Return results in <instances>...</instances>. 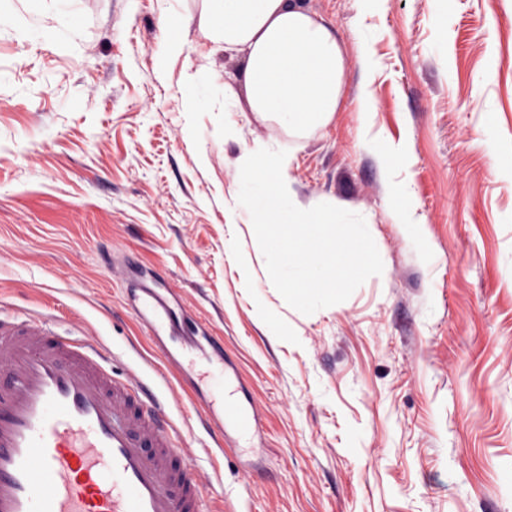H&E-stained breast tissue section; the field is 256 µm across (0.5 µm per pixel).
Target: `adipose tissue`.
Returning <instances> with one entry per match:
<instances>
[{"instance_id": "ef3b65f1", "label": "adipose tissue", "mask_w": 512, "mask_h": 512, "mask_svg": "<svg viewBox=\"0 0 512 512\" xmlns=\"http://www.w3.org/2000/svg\"><path fill=\"white\" fill-rule=\"evenodd\" d=\"M206 22L217 50L243 61V93L198 73L188 89L190 111L216 98L233 110L262 118L273 115L287 127L286 140L241 151L235 161L232 218L262 224L281 257V285L295 290L306 305H316L326 287H351L376 268L368 218L360 211L334 207L319 211L303 206L292 187L290 170L304 133L330 121L336 111L346 68L343 51L330 30L298 0H205ZM42 0H31L25 11L0 8V34L20 33L30 42L58 37V30L40 20ZM297 227L294 241H284L280 229ZM326 224H350L355 236L341 245L342 256L324 273L296 262L300 253H327L333 245L322 230Z\"/></svg>"}]
</instances>
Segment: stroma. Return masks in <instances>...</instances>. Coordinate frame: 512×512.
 I'll return each instance as SVG.
<instances>
[{
    "label": "stroma",
    "mask_w": 512,
    "mask_h": 512,
    "mask_svg": "<svg viewBox=\"0 0 512 512\" xmlns=\"http://www.w3.org/2000/svg\"><path fill=\"white\" fill-rule=\"evenodd\" d=\"M303 3L348 64L293 186L369 216L376 274L309 308L262 229L226 224L236 157L286 130L221 100L187 111L199 70L242 75L202 0H67L79 54L0 35V307L98 337L115 376L149 374L162 361L128 291L165 279L222 338L263 430L216 447L168 374L207 512H512V171L490 152L512 137V0Z\"/></svg>",
    "instance_id": "obj_1"
}]
</instances>
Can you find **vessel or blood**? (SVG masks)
<instances>
[{
    "mask_svg": "<svg viewBox=\"0 0 512 512\" xmlns=\"http://www.w3.org/2000/svg\"><path fill=\"white\" fill-rule=\"evenodd\" d=\"M131 307L164 362L209 377L224 368V402L192 390L213 435L247 447L258 423L219 338L188 336L168 296L142 281ZM185 452L167 399L140 372L113 377L97 340L27 310L0 315V512H202L206 481Z\"/></svg>",
    "mask_w": 512,
    "mask_h": 512,
    "instance_id": "1",
    "label": "vessel or blood"
}]
</instances>
